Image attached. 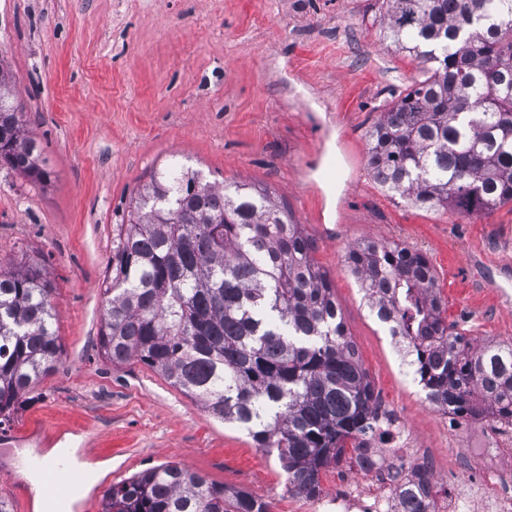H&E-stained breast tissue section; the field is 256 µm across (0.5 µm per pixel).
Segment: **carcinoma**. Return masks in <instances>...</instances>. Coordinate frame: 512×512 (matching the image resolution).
<instances>
[{
	"instance_id": "obj_1",
	"label": "carcinoma",
	"mask_w": 512,
	"mask_h": 512,
	"mask_svg": "<svg viewBox=\"0 0 512 512\" xmlns=\"http://www.w3.org/2000/svg\"><path fill=\"white\" fill-rule=\"evenodd\" d=\"M383 36L422 78L379 113L367 168L410 205L487 215L512 203V0H382ZM40 148L0 71V166L44 181ZM347 264L379 322L406 340V367L448 413L512 426V344L451 331L428 259L367 241ZM102 355L132 358L215 418L277 453L308 497L373 429L376 395L302 225L266 189L215 187L184 165L155 175L112 238L102 282ZM36 262L0 265V420L61 353ZM104 512H268L186 467L146 469L106 492Z\"/></svg>"
}]
</instances>
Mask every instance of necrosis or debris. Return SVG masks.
I'll use <instances>...</instances> for the list:
<instances>
[{
	"instance_id": "necrosis-or-debris-1",
	"label": "necrosis or debris",
	"mask_w": 512,
	"mask_h": 512,
	"mask_svg": "<svg viewBox=\"0 0 512 512\" xmlns=\"http://www.w3.org/2000/svg\"><path fill=\"white\" fill-rule=\"evenodd\" d=\"M376 433L360 436L353 477L311 512H512V452H488L469 495L436 494L437 470L401 420L375 407Z\"/></svg>"
}]
</instances>
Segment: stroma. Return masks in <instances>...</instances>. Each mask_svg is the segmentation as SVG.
<instances>
[{"label":"stroma","instance_id":"1","mask_svg":"<svg viewBox=\"0 0 512 512\" xmlns=\"http://www.w3.org/2000/svg\"><path fill=\"white\" fill-rule=\"evenodd\" d=\"M381 14L379 0H0V70L48 174L0 167V261L41 262L62 347L0 424V459L28 478L29 459L75 449L100 476L89 512H103L112 482L168 463L268 512H300L276 456L144 364L100 352L115 229L180 162L211 183L268 187L288 207L379 400L447 475L444 493H463L456 464L498 423L425 402L345 259L369 240L422 253L457 332L474 347L512 344V204L480 217L427 210L371 179L368 132L420 75L384 41Z\"/></svg>","mask_w":512,"mask_h":512}]
</instances>
